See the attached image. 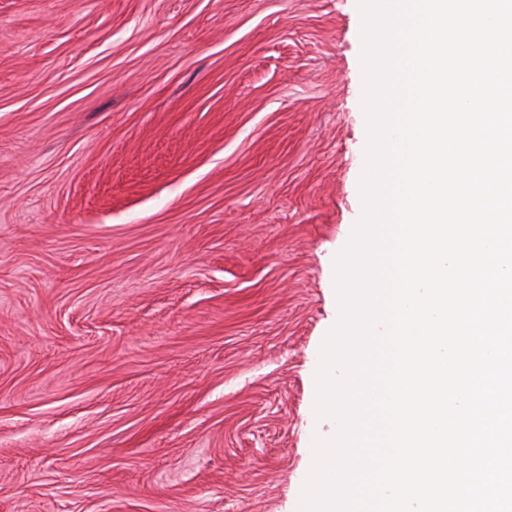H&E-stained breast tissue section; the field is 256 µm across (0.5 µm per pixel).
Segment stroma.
<instances>
[{
	"label": "stroma",
	"mask_w": 512,
	"mask_h": 512,
	"mask_svg": "<svg viewBox=\"0 0 512 512\" xmlns=\"http://www.w3.org/2000/svg\"><path fill=\"white\" fill-rule=\"evenodd\" d=\"M358 12L0 0V512H294Z\"/></svg>",
	"instance_id": "stroma-1"
}]
</instances>
